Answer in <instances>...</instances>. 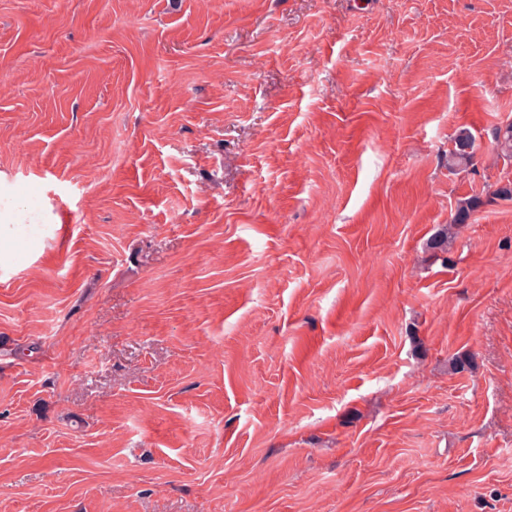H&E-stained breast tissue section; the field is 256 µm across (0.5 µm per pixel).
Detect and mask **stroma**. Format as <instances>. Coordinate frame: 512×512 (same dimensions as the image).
Returning <instances> with one entry per match:
<instances>
[{
  "label": "stroma",
  "instance_id": "1",
  "mask_svg": "<svg viewBox=\"0 0 512 512\" xmlns=\"http://www.w3.org/2000/svg\"><path fill=\"white\" fill-rule=\"evenodd\" d=\"M510 121L512 0H0V512H512ZM474 138L467 130H461L454 138V147L448 153V166H467L473 159ZM477 206L478 202L475 199L462 202L452 216L449 227L445 228L443 232L437 233L429 240V248L444 251L448 247L452 238L453 233L450 232V230H452L453 227H460L464 224H468L471 213Z\"/></svg>",
  "mask_w": 512,
  "mask_h": 512
}]
</instances>
